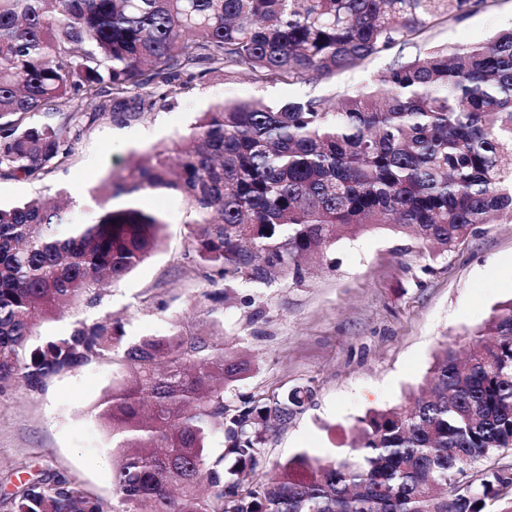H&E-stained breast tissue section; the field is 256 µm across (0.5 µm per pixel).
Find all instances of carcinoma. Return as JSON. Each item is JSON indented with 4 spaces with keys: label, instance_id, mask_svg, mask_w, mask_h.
I'll return each mask as SVG.
<instances>
[{
    "label": "carcinoma",
    "instance_id": "obj_1",
    "mask_svg": "<svg viewBox=\"0 0 512 512\" xmlns=\"http://www.w3.org/2000/svg\"><path fill=\"white\" fill-rule=\"evenodd\" d=\"M485 0H0V179L40 181L100 119L136 118L183 77L245 74L294 84L359 67ZM89 99L92 111L72 110ZM61 114L36 123L37 114ZM182 196L188 255L215 278L302 276L344 237L388 226L435 255L493 218L512 222V28L453 52H398L369 85L334 99L217 101L173 147L109 174L97 217L74 201L0 203V395L42 392L93 363L120 366L101 403L116 460L112 505L62 477L33 478L11 512H512V299L473 332L466 359L442 349L410 409H373L339 457L264 447L313 398L309 387L225 399L253 364L204 321L123 343L107 314L40 337L37 321L100 303L104 286L162 241L138 199ZM224 436L214 457L210 439Z\"/></svg>",
    "mask_w": 512,
    "mask_h": 512
}]
</instances>
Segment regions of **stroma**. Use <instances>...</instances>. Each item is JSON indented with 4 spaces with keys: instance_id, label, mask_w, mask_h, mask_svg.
Returning <instances> with one entry per match:
<instances>
[{
    "instance_id": "1",
    "label": "stroma",
    "mask_w": 512,
    "mask_h": 512,
    "mask_svg": "<svg viewBox=\"0 0 512 512\" xmlns=\"http://www.w3.org/2000/svg\"><path fill=\"white\" fill-rule=\"evenodd\" d=\"M512 26V0H485L463 19L444 22L411 39L405 54L425 43L455 49ZM391 61L384 53L361 67L304 85H260L242 77L227 85L208 76L192 80L166 105L119 122L99 120L68 163L44 180L0 179V201L50 197L66 188L80 220L91 221L101 202L93 190L112 171L152 148H169L196 112L218 99L330 97L367 85ZM140 205L166 219L162 244L107 288L100 306H75L42 320L44 336L68 333L76 321L112 314L129 341L168 334L212 317L227 347L256 365L227 396L276 397L309 386L314 398L265 448L273 461L299 452L329 459L351 442L358 418L372 409L405 406L425 383L437 351L464 350L494 306L512 298V224L479 225L443 256L416 239L380 227L327 247L303 278L266 286L222 280L228 296L209 312L203 273L186 257L192 215L182 197L148 192ZM119 378L118 367L93 364L56 376L45 392L15 386L0 397V512L20 482L59 474L104 503L113 499L112 436L98 412Z\"/></svg>"
}]
</instances>
